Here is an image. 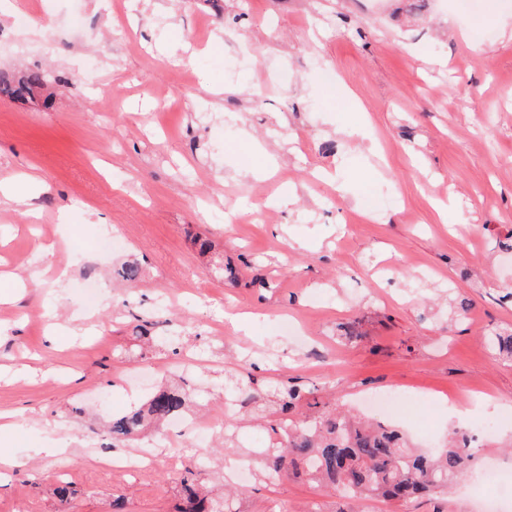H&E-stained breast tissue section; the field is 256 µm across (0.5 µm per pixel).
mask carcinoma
<instances>
[{
    "label": "carcinoma",
    "instance_id": "1",
    "mask_svg": "<svg viewBox=\"0 0 512 512\" xmlns=\"http://www.w3.org/2000/svg\"><path fill=\"white\" fill-rule=\"evenodd\" d=\"M44 85V74L38 69L9 82L0 76V94L12 99L31 97ZM491 344L498 352L512 357V330L494 334ZM253 383L255 379L250 376L248 382L237 379L233 385L241 393L248 392V398L254 401L276 398L285 415L301 401V391L294 384L273 383L257 390L251 388ZM187 400L188 394L182 387L157 389L143 406L112 416V443L134 445L147 426L162 427L173 414L185 409ZM276 435L275 442L260 452L266 462L262 481L272 483L300 467L309 479L352 500H406L443 494L453 479L469 470L473 458L472 437L457 428L450 433L448 447L430 453L410 447L397 428L353 420L326 410L312 417L285 418L276 427ZM207 476L208 471L190 459L179 482L187 503L183 512H239L230 496L211 495L205 487ZM74 494L69 480L58 479L52 489L57 512H67Z\"/></svg>",
    "mask_w": 512,
    "mask_h": 512
}]
</instances>
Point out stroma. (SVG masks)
<instances>
[{
    "instance_id": "35a3bbf8",
    "label": "stroma",
    "mask_w": 512,
    "mask_h": 512,
    "mask_svg": "<svg viewBox=\"0 0 512 512\" xmlns=\"http://www.w3.org/2000/svg\"><path fill=\"white\" fill-rule=\"evenodd\" d=\"M29 69L41 95L0 96V180L28 195L0 201V512H54L31 484L63 470L71 512H178L193 437L139 476L95 454L148 395L128 373L177 363L200 420L246 452L281 419L225 406V379L251 371L295 379L302 416L420 400L419 448L499 413L472 470H512V360L486 342L512 329V0H0V72ZM255 148L264 173L241 175ZM114 235L125 251L103 252ZM126 261L135 282L112 277ZM144 320L154 344L127 360ZM238 492L240 512L484 510L461 479L408 502L300 474Z\"/></svg>"
}]
</instances>
